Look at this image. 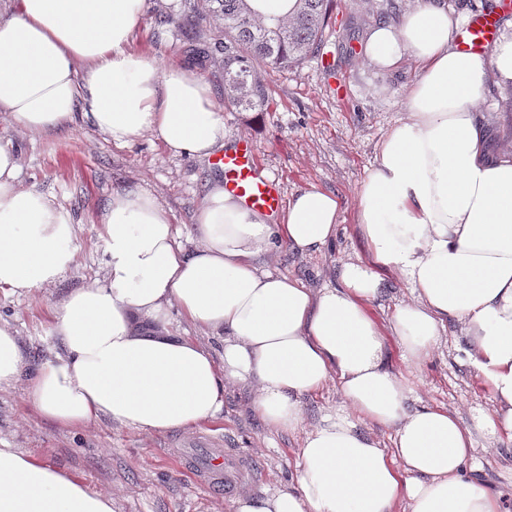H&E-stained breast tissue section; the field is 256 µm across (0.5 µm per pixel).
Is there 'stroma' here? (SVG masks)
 I'll return each instance as SVG.
<instances>
[{
	"label": "stroma",
	"instance_id": "35a3bbf8",
	"mask_svg": "<svg viewBox=\"0 0 512 512\" xmlns=\"http://www.w3.org/2000/svg\"><path fill=\"white\" fill-rule=\"evenodd\" d=\"M416 0H334L330 25L318 58L283 71H260L267 101L258 110L225 107L230 144L250 139L262 176L278 180L283 198L317 187L342 200L336 239L322 252L301 255L284 249L265 256L271 268L304 280L310 287L335 284L343 261L366 257L356 222L358 192L373 167L378 145L404 119L406 97L419 76L412 61L383 72L363 55L370 26L398 23ZM184 0H147L132 47L159 66L183 62ZM483 69L488 91L477 104L497 146L512 149V82H497L492 55ZM21 154V181L52 197L72 215L77 253L71 270L47 293L0 290V321L18 331L26 355L48 357L57 344L51 334V302L104 274L106 253L100 215L113 193L140 184L153 190L173 221L188 228L210 183L222 178L208 159L170 155L151 134L115 144L83 120L60 131L28 134L0 117V145ZM426 362L410 365L396 336H384L385 358L415 388V402L446 407L464 422L492 413L491 395L479 387L457 337ZM246 386L224 393L217 420L192 429L147 434L101 421L66 429L43 420L23 388L0 392V446L31 454L80 478L112 497V512H234L243 491L256 493L291 482L296 475L300 433L268 428L250 411ZM217 438L236 481L231 491L210 493L195 482L182 458L185 442ZM472 465L479 480L504 493L502 512H512V445L498 444L491 429L474 435Z\"/></svg>",
	"mask_w": 512,
	"mask_h": 512
}]
</instances>
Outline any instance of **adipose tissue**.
Returning <instances> with one entry per match:
<instances>
[{
  "mask_svg": "<svg viewBox=\"0 0 512 512\" xmlns=\"http://www.w3.org/2000/svg\"><path fill=\"white\" fill-rule=\"evenodd\" d=\"M0 8V113L24 133L85 115L113 142L150 133L175 155L210 156L227 131L210 86L182 65L158 68L132 48L146 0H7ZM446 0H419L399 24L370 28L365 55L421 76L361 185L357 222L368 256L342 262L319 290L260 265L284 247L309 254L336 237L333 192L294 194L275 215L213 183L189 231L141 186L101 215L102 280L50 306L60 350L29 363L0 322V391L24 385L44 419L80 428L107 419L144 433L216 419L226 386L254 388L269 428L303 431L293 482L240 494L234 512H500V491L468 471L475 431L512 444V156L495 151L474 104L480 58L457 50ZM20 154L0 145V288L54 287L76 256L70 213L20 181ZM409 300L390 324L409 363L430 357L456 324L494 415L464 424L445 407H411L413 387L387 367L367 305L387 276ZM220 335L222 357L169 329L171 309ZM335 382L340 410L304 426V400ZM391 430L382 447L375 429ZM0 512H112L110 495L15 448H0Z\"/></svg>",
  "mask_w": 512,
  "mask_h": 512,
  "instance_id": "obj_1",
  "label": "adipose tissue"
}]
</instances>
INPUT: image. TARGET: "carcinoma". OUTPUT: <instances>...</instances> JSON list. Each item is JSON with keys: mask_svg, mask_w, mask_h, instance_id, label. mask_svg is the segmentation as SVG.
<instances>
[{"mask_svg": "<svg viewBox=\"0 0 512 512\" xmlns=\"http://www.w3.org/2000/svg\"><path fill=\"white\" fill-rule=\"evenodd\" d=\"M205 2V10L190 16L186 38L194 39L201 28L216 20L224 25V40L209 46L193 43L190 52L197 58L224 55V103L249 111L261 107L266 99L256 66L279 71L319 55L331 0H299L295 18L274 27L256 21L244 0Z\"/></svg>", "mask_w": 512, "mask_h": 512, "instance_id": "obj_1", "label": "carcinoma"}]
</instances>
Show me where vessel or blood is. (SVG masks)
<instances>
[{"label": "vessel or blood", "instance_id": "vessel-or-blood-1", "mask_svg": "<svg viewBox=\"0 0 512 512\" xmlns=\"http://www.w3.org/2000/svg\"><path fill=\"white\" fill-rule=\"evenodd\" d=\"M500 20L489 13L472 16L460 29L456 46L459 50L484 57L496 40ZM214 164L224 171V189L242 199L251 208L277 211L283 199L278 184L262 177L252 145L243 140L231 150L217 156ZM189 468L203 487L221 488L224 473V451L215 444L204 442L186 453Z\"/></svg>", "mask_w": 512, "mask_h": 512}]
</instances>
